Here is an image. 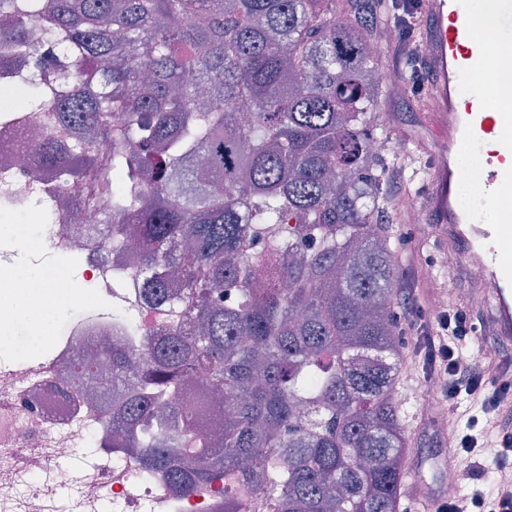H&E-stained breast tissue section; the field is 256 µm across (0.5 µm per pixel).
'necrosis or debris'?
I'll list each match as a JSON object with an SVG mask.
<instances>
[{"label": "necrosis or debris", "instance_id": "1", "mask_svg": "<svg viewBox=\"0 0 512 512\" xmlns=\"http://www.w3.org/2000/svg\"><path fill=\"white\" fill-rule=\"evenodd\" d=\"M44 126L21 97L0 113V214L31 222L27 238L0 227V512H53L57 492L71 487L67 512L111 505L120 512H223L221 486L176 491L112 437V404L103 397L112 374L107 352L118 345L133 358L145 355L158 332L180 322L183 289L170 281L169 302L146 307L135 259L119 264L111 243L94 232L101 212L67 201L48 167L27 190L32 136ZM21 262L70 298L47 347L36 345L35 326L15 315L18 305L37 300L14 281ZM76 288L95 292V301L73 298ZM87 361L96 364L95 380L75 384V368ZM80 448L86 464L76 473L65 461Z\"/></svg>", "mask_w": 512, "mask_h": 512}]
</instances>
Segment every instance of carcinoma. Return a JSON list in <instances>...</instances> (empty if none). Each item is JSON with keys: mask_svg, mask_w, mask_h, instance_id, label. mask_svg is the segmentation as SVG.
<instances>
[{"mask_svg": "<svg viewBox=\"0 0 512 512\" xmlns=\"http://www.w3.org/2000/svg\"><path fill=\"white\" fill-rule=\"evenodd\" d=\"M390 0H0V65L45 133L40 165L102 237L140 243L143 301L178 269L183 321L133 364L112 349V426L180 491L224 479V512H399L398 244L370 66ZM111 151L92 154L96 140ZM202 371L236 395L216 428L175 402Z\"/></svg>", "mask_w": 512, "mask_h": 512, "instance_id": "carcinoma-1", "label": "carcinoma"}]
</instances>
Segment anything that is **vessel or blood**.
<instances>
[{"label": "vessel or blood", "mask_w": 512, "mask_h": 512, "mask_svg": "<svg viewBox=\"0 0 512 512\" xmlns=\"http://www.w3.org/2000/svg\"><path fill=\"white\" fill-rule=\"evenodd\" d=\"M489 36H482L472 0H427L430 105L426 128L436 147L424 210L435 236L459 258L463 275L478 272L490 310L478 336L512 345V260L501 251L512 237V80L473 89L494 68L495 45L512 41V0H489ZM480 159L479 187L460 197L461 152Z\"/></svg>", "instance_id": "1"}]
</instances>
